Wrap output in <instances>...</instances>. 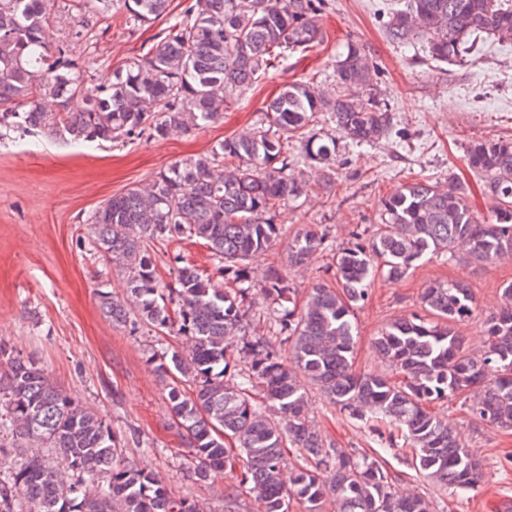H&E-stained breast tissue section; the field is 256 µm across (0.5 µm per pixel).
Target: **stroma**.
Listing matches in <instances>:
<instances>
[{"mask_svg": "<svg viewBox=\"0 0 512 512\" xmlns=\"http://www.w3.org/2000/svg\"><path fill=\"white\" fill-rule=\"evenodd\" d=\"M391 8L390 0H331L322 42L270 70L225 109L223 120L193 134L140 138L126 146L65 145L16 132L0 140V343L34 360L55 386L111 424L126 458L160 477L175 495L199 502L204 512H255V495L240 487L233 472L215 474L205 484L189 478V450L165 385L148 361L153 351L183 348L186 339L144 325H115L104 316L100 293H121L126 276L93 253L90 216L111 196L148 183L174 161L210 152L225 137L259 123L266 103L284 85L311 78L329 86L337 57L355 39L376 67L393 129L371 147L355 148L338 139L332 190L323 189L320 167L306 165L307 193L278 210L281 236L253 260L255 276L267 267H282L298 300H305L325 280L333 258L323 252L305 264L289 265L288 244L296 232L320 224L337 245H346L353 230L378 223L383 198L417 178L444 183L449 172H457L470 204L488 214L492 201L482 193L481 176L466 167L464 150L475 140L512 137V43L480 38L464 61L438 64L426 53L413 56L387 41L384 25ZM54 13V40L67 42L78 65L95 67L85 81L91 92L128 57L146 51L169 23L162 17L132 26L119 11L103 36L72 41L70 0H56ZM150 252L166 284L180 264L213 270L209 250L200 243L157 241ZM443 280L469 284L476 311L456 329L469 350L482 348L481 323L502 304L501 290L512 283V260L479 263L462 250L452 261L429 255L404 279L377 278L368 301L356 309V372L387 373L372 345L374 336L388 323L419 311L424 288ZM306 390L310 418L324 435L348 452L379 458L393 487L416 489L435 512H512V430L475 422L457 400L433 404L483 464L478 486L465 497L449 498L415 469L413 450L404 440L388 445L332 405L317 386ZM232 494L237 504L231 509L227 501Z\"/></svg>", "mask_w": 512, "mask_h": 512, "instance_id": "1", "label": "stroma"}]
</instances>
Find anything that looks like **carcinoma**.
Instances as JSON below:
<instances>
[{
	"instance_id": "cac0c4a2",
	"label": "carcinoma",
	"mask_w": 512,
	"mask_h": 512,
	"mask_svg": "<svg viewBox=\"0 0 512 512\" xmlns=\"http://www.w3.org/2000/svg\"><path fill=\"white\" fill-rule=\"evenodd\" d=\"M75 39L98 36L91 21L119 6L145 25L167 14L169 0H72ZM330 0H188L153 46L113 70L96 93L84 71L46 32L54 0H0V139L12 132L70 143H122L191 134L223 118L269 70L314 48ZM385 35L408 50L424 44L436 62L463 59L471 38L512 41V0H406L390 12ZM372 63L357 41L336 61L335 87L311 80L285 86L265 108V121L227 137L205 156L180 159L149 183L107 199L90 216L92 248L127 273L123 296L101 294L112 322L131 317L174 330L188 346L151 355L166 382L171 413L195 465L197 482L233 471L257 493L259 512H432L420 494H394L374 457H356L324 436L308 417L301 378L364 424L385 422L410 443L417 470L450 496L462 497L482 477L481 464L448 421L429 405L463 399L472 419L512 428V283L500 309L483 321V350L463 348L454 324L474 313L469 285L438 281L421 296L424 314L387 325L374 338L378 353L402 376L354 370L355 309L375 278L406 276L429 254L455 258L459 243L478 262L512 259V138L472 142L467 166L485 178L493 201L479 217L458 178L403 185L381 202V223L336 248L329 233L307 224L292 238L288 261L302 265L333 255L336 286L320 283L298 306L286 273L268 267L261 292L271 335L249 336L254 258L280 237L277 210L297 202L306 182L302 162L329 168L336 136L302 135L319 113L357 148L373 146L393 128V115L371 83ZM301 136L300 159L288 143ZM237 164L228 167L224 159ZM202 240L215 272L176 269L159 280L150 243ZM289 347L284 362L274 341ZM0 426L20 441L21 457L0 468V512H203L177 498L163 481L123 457L96 413L75 404L30 359L0 346ZM193 385L188 393L183 383ZM303 464L282 480L285 444ZM53 448L60 461L39 452Z\"/></svg>"
}]
</instances>
